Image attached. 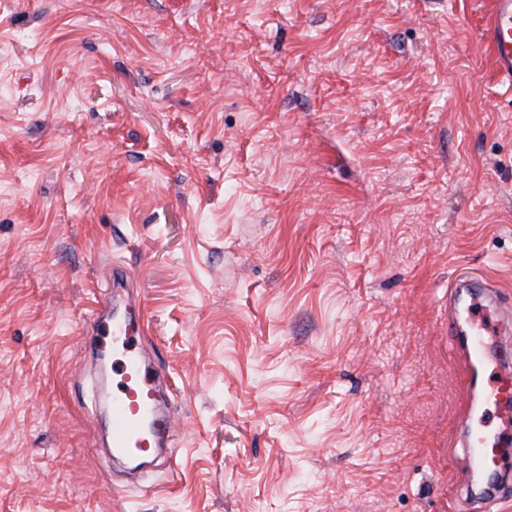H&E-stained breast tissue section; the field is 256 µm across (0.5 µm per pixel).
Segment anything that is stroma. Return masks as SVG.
<instances>
[{"instance_id": "1", "label": "stroma", "mask_w": 512, "mask_h": 512, "mask_svg": "<svg viewBox=\"0 0 512 512\" xmlns=\"http://www.w3.org/2000/svg\"><path fill=\"white\" fill-rule=\"evenodd\" d=\"M492 0H0V512H485L459 275L512 309ZM131 271L172 462L108 458Z\"/></svg>"}]
</instances>
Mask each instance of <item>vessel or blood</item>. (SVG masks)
I'll use <instances>...</instances> for the list:
<instances>
[{
    "instance_id": "1",
    "label": "vessel or blood",
    "mask_w": 512,
    "mask_h": 512,
    "mask_svg": "<svg viewBox=\"0 0 512 512\" xmlns=\"http://www.w3.org/2000/svg\"><path fill=\"white\" fill-rule=\"evenodd\" d=\"M484 37L490 49L494 67L502 82L512 86V0H493ZM467 321L472 327L469 356L480 368L477 380L486 406L499 413H512V378L494 377L488 371L484 334L487 325L476 307H468ZM112 334L119 338L122 349L121 379L112 390L111 448L114 456L137 457L163 447L173 421L158 405L156 372L140 354L139 339L131 335L125 319L112 321ZM469 438L466 448L456 460L462 470L490 469L499 477V463L506 458V448L512 447V430L492 427L487 416L478 421L464 419Z\"/></svg>"
}]
</instances>
